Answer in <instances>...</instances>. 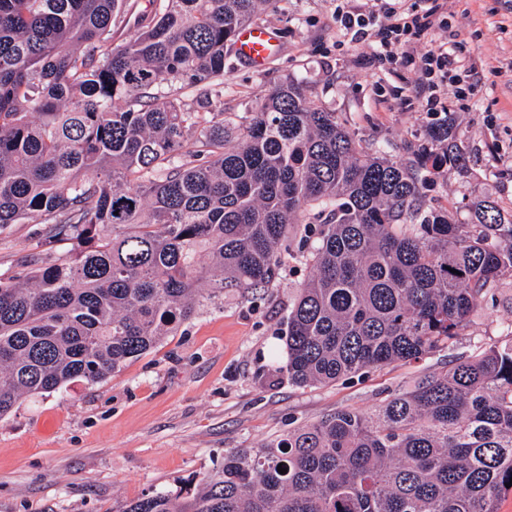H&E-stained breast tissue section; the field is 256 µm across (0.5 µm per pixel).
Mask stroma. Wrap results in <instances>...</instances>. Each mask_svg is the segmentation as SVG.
I'll return each instance as SVG.
<instances>
[{
  "instance_id": "35a3bbf8",
  "label": "stroma",
  "mask_w": 512,
  "mask_h": 512,
  "mask_svg": "<svg viewBox=\"0 0 512 512\" xmlns=\"http://www.w3.org/2000/svg\"><path fill=\"white\" fill-rule=\"evenodd\" d=\"M346 0H280L262 15L279 51L264 70L228 54L224 117L236 123L258 111L268 93L302 80L319 105L335 112L363 145L398 162L447 123L449 144L465 156L427 189V202L459 224L479 201L512 222V0H444L448 25L409 37L422 55L455 39L483 71L452 112L433 114L416 99L415 68L377 63L366 45L336 25ZM43 227L14 224L0 233V273L36 253ZM280 279L266 292H225L204 301L165 343L101 384L19 400L0 417V512H123L145 494L190 496L204 474L235 448H260L339 408L373 410L425 369L439 372L452 356L512 344V268L492 301L473 317L454 350L422 362L393 363L328 385L298 387L282 372L288 308L309 267L284 256Z\"/></svg>"
}]
</instances>
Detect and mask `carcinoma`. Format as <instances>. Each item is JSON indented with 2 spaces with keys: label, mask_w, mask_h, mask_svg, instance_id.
<instances>
[{
  "label": "carcinoma",
  "mask_w": 512,
  "mask_h": 512,
  "mask_svg": "<svg viewBox=\"0 0 512 512\" xmlns=\"http://www.w3.org/2000/svg\"><path fill=\"white\" fill-rule=\"evenodd\" d=\"M279 2L154 0L134 14L130 0H0V229L43 224L46 246L0 273V416L155 350L193 318L203 281L221 295L270 287L284 246L314 270L284 332L299 387L453 348L512 268V224L494 206L450 222L413 167L368 152L303 83L224 123L236 30ZM130 23L136 36L117 40ZM163 83L214 98L187 109ZM429 139L416 164L440 176L461 154L442 124ZM510 481L512 345L369 413L235 448L192 496L156 491L123 512H497Z\"/></svg>",
  "instance_id": "1"
}]
</instances>
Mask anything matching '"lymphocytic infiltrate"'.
<instances>
[{
    "instance_id": "obj_1",
    "label": "lymphocytic infiltrate",
    "mask_w": 512,
    "mask_h": 512,
    "mask_svg": "<svg viewBox=\"0 0 512 512\" xmlns=\"http://www.w3.org/2000/svg\"><path fill=\"white\" fill-rule=\"evenodd\" d=\"M441 15L439 0H417L411 8L398 0L380 17L370 8L338 11L336 24L352 43H373L375 61L416 63L418 96L425 110L446 113L452 108L453 97L461 92L460 82L472 87L478 82L472 57L457 54L455 43L446 42L431 46L417 59L406 51L403 42L405 36H421L440 25Z\"/></svg>"
}]
</instances>
